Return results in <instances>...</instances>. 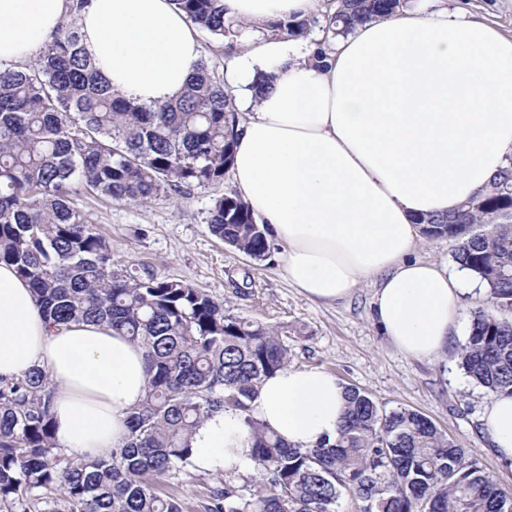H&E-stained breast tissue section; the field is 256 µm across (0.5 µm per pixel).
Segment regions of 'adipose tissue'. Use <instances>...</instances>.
Returning <instances> with one entry per match:
<instances>
[{"label":"adipose tissue","mask_w":512,"mask_h":512,"mask_svg":"<svg viewBox=\"0 0 512 512\" xmlns=\"http://www.w3.org/2000/svg\"><path fill=\"white\" fill-rule=\"evenodd\" d=\"M245 21L305 17L319 0H223ZM67 0H0V68L50 41ZM78 24L114 93L153 105L178 97L200 57L197 29L171 0H90ZM316 45L264 40L233 58L224 82L246 119L231 176L271 238L289 281L332 304L374 280L380 328L406 357L450 344L462 306L447 264L416 258L419 216H445L512 161V36L424 0L421 8L337 37L325 66ZM274 80L262 95L258 74ZM38 368L52 390L55 438L66 451L105 455L128 432L145 393L144 348L104 322L53 324L29 284L0 263V377ZM344 386L321 368L265 378L254 419L292 444L334 440ZM490 446L512 463V396L480 417ZM239 411L196 428L202 473L250 469Z\"/></svg>","instance_id":"1"}]
</instances>
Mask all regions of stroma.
I'll return each mask as SVG.
<instances>
[{"label": "stroma", "instance_id": "obj_1", "mask_svg": "<svg viewBox=\"0 0 512 512\" xmlns=\"http://www.w3.org/2000/svg\"><path fill=\"white\" fill-rule=\"evenodd\" d=\"M449 6L512 35V0H450ZM232 188L227 178L144 205L85 193L78 206L110 241L115 267L150 265L158 276L186 281L223 302L235 316L283 327L291 367L323 368L386 408L423 414L476 457L500 488L512 493V466L490 450L479 425L487 397L459 366L470 312L483 299L476 281L468 276L461 283L464 309L450 347L431 361L406 358L374 319V282H363L348 299L317 304L289 283L279 257L259 262L216 239L207 224L209 210ZM217 480V475L192 469L165 481L162 491L177 500L183 512H204Z\"/></svg>", "mask_w": 512, "mask_h": 512}]
</instances>
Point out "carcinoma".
Masks as SVG:
<instances>
[{
  "label": "carcinoma",
  "instance_id": "obj_1",
  "mask_svg": "<svg viewBox=\"0 0 512 512\" xmlns=\"http://www.w3.org/2000/svg\"><path fill=\"white\" fill-rule=\"evenodd\" d=\"M198 29L233 43L246 26L222 0H172ZM410 0H334L321 45L355 25L389 19ZM293 18L259 27L265 38L307 33ZM241 116L216 65L199 60L182 95L144 106L112 93L75 22L57 28L35 61L0 70V262L15 267L57 324L106 322L146 349L148 381L128 434L105 456L69 453L54 437L48 377L0 378V503L10 512H182L157 483L192 466L189 439L210 413L234 408L248 429L255 474L226 476L204 512H512V494L424 415L386 409L355 387L336 441L312 449L257 422L249 402L288 367L280 328L236 317L182 280L138 264L116 268L112 245L78 207L80 190L148 203L224 180ZM423 235L446 238L453 262L486 288L471 311L460 366L488 394L512 395V166ZM210 232L256 261L273 242L249 204L215 200Z\"/></svg>",
  "mask_w": 512,
  "mask_h": 512
}]
</instances>
